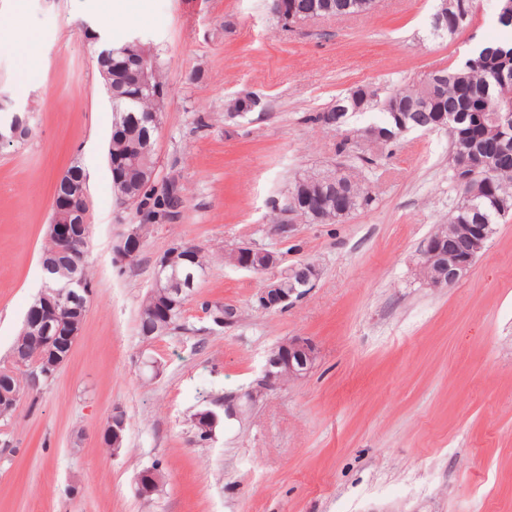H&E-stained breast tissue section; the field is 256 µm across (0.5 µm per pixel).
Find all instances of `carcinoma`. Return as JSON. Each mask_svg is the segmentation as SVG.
Segmentation results:
<instances>
[{
  "label": "carcinoma",
  "instance_id": "cac0c4a2",
  "mask_svg": "<svg viewBox=\"0 0 512 512\" xmlns=\"http://www.w3.org/2000/svg\"><path fill=\"white\" fill-rule=\"evenodd\" d=\"M288 13L301 21L325 16H347L367 13L374 8L375 0H286ZM448 23L440 29L441 35L453 37L471 22L474 0H447ZM126 41H105L97 50V57L112 61V112L117 124L112 126L108 153L116 156L126 153L135 144L154 141L158 128L146 119L156 110L157 103L141 97L137 89L121 87L123 73L132 63L123 53ZM141 50L154 65L153 79L165 86L164 69L159 55L150 42L140 40ZM512 77V40L490 43L476 50L462 64L443 70L434 82L423 89L419 86L400 88L395 91L396 107L385 105L384 98L367 86H358L348 95L336 99V103L314 115L320 122L324 115L334 119L333 127L340 129L349 119L377 111L374 130L391 144L406 129L426 132L434 126V113H448V123L455 129L454 144L448 153L450 180L460 190V198L449 209V224L497 225L512 216V151L500 148L499 138L512 144V124L499 126L493 116L512 113V99L501 96V78ZM477 153L488 159L487 166L476 171L457 170V151ZM157 158L148 148L134 156L130 163L125 186H113L130 201L129 207L140 210L147 205L165 209L168 198L164 194L143 191L145 180L156 169ZM326 193L325 210L321 216L308 215L310 224H335L342 220L336 211L338 190L332 185L323 187ZM348 210L367 207L373 201L369 187L363 182L357 168L349 165L346 186L343 188ZM192 260H185L186 255ZM167 256L169 265L164 276L169 279V289L164 295L150 294L143 301L177 303L172 308L169 330L179 327L178 319L186 299L196 288L207 265L204 250L181 243L171 247ZM43 271L47 274L45 285L58 290L66 288L70 296L81 298L92 288V272L86 258L62 260L55 256V242L48 238L43 246ZM12 356L33 359L40 356L38 347L31 341L28 326L24 325L12 347Z\"/></svg>",
  "mask_w": 512,
  "mask_h": 512
}]
</instances>
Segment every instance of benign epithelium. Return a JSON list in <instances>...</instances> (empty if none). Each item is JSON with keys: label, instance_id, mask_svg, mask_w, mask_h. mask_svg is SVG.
<instances>
[{"label": "benign epithelium", "instance_id": "7a95c632", "mask_svg": "<svg viewBox=\"0 0 512 512\" xmlns=\"http://www.w3.org/2000/svg\"><path fill=\"white\" fill-rule=\"evenodd\" d=\"M130 53L136 55L135 68L127 74V82L145 90L158 99H164L161 89L152 85V69L148 59L139 54L135 44L127 46ZM346 137L363 147H377L380 141L375 139L373 130L364 127L353 130ZM60 187L54 193L49 234L57 243V255L69 257L80 253L83 246L81 232L89 219L90 198L88 180H74L65 173L58 181ZM280 223L273 225L279 235H287L293 227V218L299 217L300 204L297 194L285 197L283 204L277 206ZM142 224H129L112 243L113 259L117 263L134 260L143 243ZM454 224H439L425 239L422 248L420 275L427 285L434 289L446 288L469 275L473 263L485 251L494 230L488 224H470L465 237H456ZM230 265L255 273H265L278 268L282 259L274 251L257 248L253 245H240L231 249ZM295 278L300 282L298 288H283L280 278ZM320 277V268L314 263H300L289 267L281 276L267 280L263 288L256 293L258 306L265 311H277L291 306L300 298L305 289L313 287ZM44 329L35 341L41 348L39 360L28 367L21 358L14 359L15 365L29 370L31 390L55 377L68 361L70 353L58 350L56 336L48 335L52 327H57V336H65L71 342H77L84 321L87 302L73 305L69 297L54 292L43 294L38 300ZM317 357L316 347L307 338L293 337L281 342L268 355L261 373L250 389L244 394L245 404H253L269 391L281 389L305 379L312 371ZM243 404V405H245ZM243 405L238 397L224 400V413L231 416L242 411ZM125 428L123 411L115 408L108 416L103 432L112 434V452H118L123 444L122 430ZM137 492L142 498L151 497L160 485L158 471L145 468L136 477Z\"/></svg>", "mask_w": 512, "mask_h": 512}]
</instances>
